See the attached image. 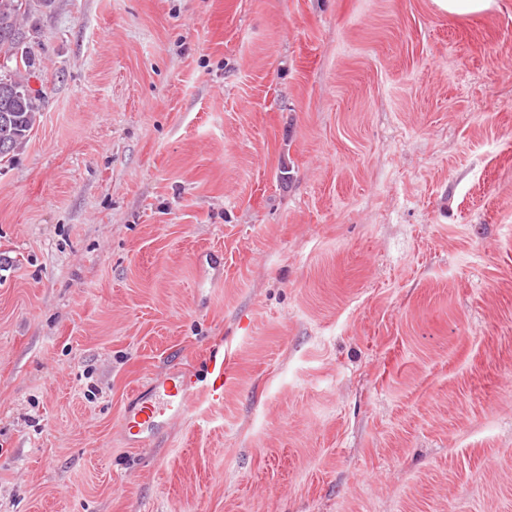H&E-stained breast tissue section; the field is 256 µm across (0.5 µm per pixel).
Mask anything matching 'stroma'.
<instances>
[{"label": "stroma", "instance_id": "stroma-1", "mask_svg": "<svg viewBox=\"0 0 512 512\" xmlns=\"http://www.w3.org/2000/svg\"><path fill=\"white\" fill-rule=\"evenodd\" d=\"M0 164V512H512V0H52ZM233 360L158 447L127 401ZM442 11L448 15L477 14L489 9L493 0H434ZM232 359L224 354V348L213 347L208 356V382L206 391L213 402H220L224 398V382L230 375Z\"/></svg>", "mask_w": 512, "mask_h": 512}]
</instances>
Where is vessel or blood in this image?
Masks as SVG:
<instances>
[{"label":"vessel or blood","instance_id":"1","mask_svg":"<svg viewBox=\"0 0 512 512\" xmlns=\"http://www.w3.org/2000/svg\"><path fill=\"white\" fill-rule=\"evenodd\" d=\"M231 365V357L222 348L210 349L206 391L211 401L223 399ZM196 382L195 375L175 365L146 390L137 392L121 415L127 447L140 448L161 440L175 421L189 414L193 405L191 389Z\"/></svg>","mask_w":512,"mask_h":512}]
</instances>
